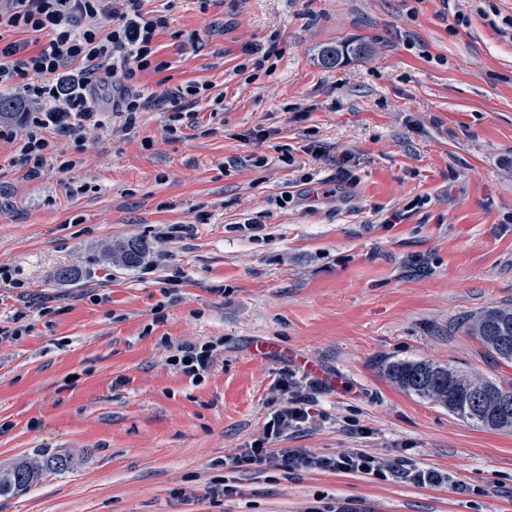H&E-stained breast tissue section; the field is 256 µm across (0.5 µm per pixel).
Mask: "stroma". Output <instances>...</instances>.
I'll use <instances>...</instances> for the list:
<instances>
[{
	"label": "stroma",
	"instance_id": "stroma-1",
	"mask_svg": "<svg viewBox=\"0 0 512 512\" xmlns=\"http://www.w3.org/2000/svg\"><path fill=\"white\" fill-rule=\"evenodd\" d=\"M144 8L167 20L168 68L138 87L210 84L192 117L112 114L83 148L54 138L37 179L0 140V325L24 328L0 340V468L73 462L0 512H512V433L385 372L426 360L512 383L462 327L512 308V0ZM359 39L368 53L322 63ZM255 44L276 53L240 71ZM135 240L150 250L124 267ZM218 340L201 384L171 365L178 345ZM260 340L276 352L253 356ZM306 361L323 417L277 447L364 451L451 483L230 470L263 438L283 370ZM367 48L368 45L365 42H360L356 45L346 42L329 45L322 50L321 59L325 66L334 67L339 65L345 56L347 57L349 54H362Z\"/></svg>",
	"mask_w": 512,
	"mask_h": 512
}]
</instances>
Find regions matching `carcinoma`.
Returning <instances> with one entry per match:
<instances>
[{
  "label": "carcinoma",
  "instance_id": "obj_1",
  "mask_svg": "<svg viewBox=\"0 0 512 512\" xmlns=\"http://www.w3.org/2000/svg\"><path fill=\"white\" fill-rule=\"evenodd\" d=\"M368 48L367 43H338L322 50L325 66L334 67L349 55H359ZM148 246L134 241L122 246L119 260L127 267L141 263ZM466 331L503 363H512V309L488 308L468 321ZM389 378L404 391L429 400L448 413L474 426L512 432V412L503 413L502 400L512 401V385L500 381L473 377L450 366L430 361H398L387 367ZM67 456H56L42 463L21 461L0 471V496H14L29 490L47 471L69 469Z\"/></svg>",
  "mask_w": 512,
  "mask_h": 512
}]
</instances>
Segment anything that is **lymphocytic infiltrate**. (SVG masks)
<instances>
[{
    "label": "lymphocytic infiltrate",
    "mask_w": 512,
    "mask_h": 512,
    "mask_svg": "<svg viewBox=\"0 0 512 512\" xmlns=\"http://www.w3.org/2000/svg\"><path fill=\"white\" fill-rule=\"evenodd\" d=\"M114 11L112 0H0V89L11 91L19 124L0 123V139L17 142L16 162L27 178L41 174L45 153L56 136L82 142L88 127H103L108 112L134 123L152 97L136 91L140 77L160 72L156 39L166 25L161 16L143 12V0H125ZM112 90L111 108L101 105L103 88ZM217 344L177 347L172 358L191 381L203 379L214 363ZM283 403L267 423L265 436L232 460L234 467L273 466L362 474L376 479L394 474L418 487L437 486L451 477L413 463L389 466L363 452L317 456L307 451L273 448L284 433L307 428L318 420L314 403L293 376L281 388Z\"/></svg>",
    "instance_id": "lymphocytic-infiltrate-1"
}]
</instances>
